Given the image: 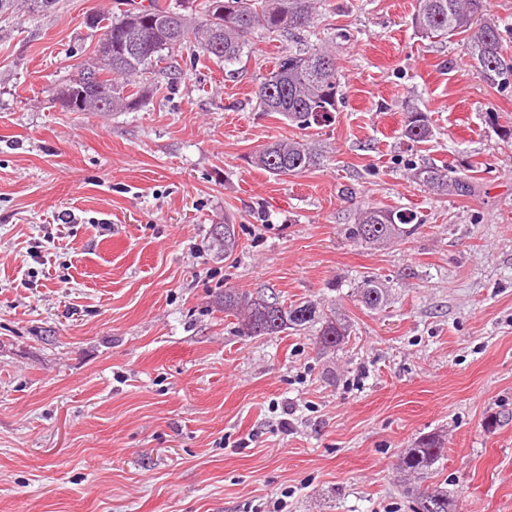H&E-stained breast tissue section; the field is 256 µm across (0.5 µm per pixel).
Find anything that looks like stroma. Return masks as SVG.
Masks as SVG:
<instances>
[{
	"instance_id": "1",
	"label": "stroma",
	"mask_w": 512,
	"mask_h": 512,
	"mask_svg": "<svg viewBox=\"0 0 512 512\" xmlns=\"http://www.w3.org/2000/svg\"><path fill=\"white\" fill-rule=\"evenodd\" d=\"M416 4L326 0V161L281 178L247 158L302 132L253 92L305 35L255 29L229 65L182 46L175 74L136 77L140 107L67 112L57 92L101 35L87 18L121 0L0 17V512H413L431 484L456 512H512V88L464 36L421 38ZM415 111L420 142L401 135ZM415 165L476 190L433 194ZM362 204L421 227L357 243ZM367 276L384 311L358 300ZM227 288L336 309L350 334L239 335ZM432 435L429 474L400 470ZM430 134L429 121L425 113L409 112L405 117L402 128L403 137L418 142L426 139Z\"/></svg>"
}]
</instances>
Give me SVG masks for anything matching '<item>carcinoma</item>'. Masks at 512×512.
Here are the masks:
<instances>
[{"label": "carcinoma", "instance_id": "obj_1", "mask_svg": "<svg viewBox=\"0 0 512 512\" xmlns=\"http://www.w3.org/2000/svg\"><path fill=\"white\" fill-rule=\"evenodd\" d=\"M321 0H202L200 17L192 22L186 15L156 2L143 9H126L103 23V38L112 40V53L101 50L102 65L88 67L101 77L102 95L81 92L75 80L71 112H111L135 109L141 105L144 90L130 89L135 77L168 59L176 46L198 45L204 55L224 63L238 59L256 28L269 32H301L314 27ZM412 26L425 38L465 35L474 67L484 80L500 88L512 86V60L505 56L503 32L489 13V0H417ZM338 66L336 56L326 47L303 52L285 50L274 68L254 91L259 103L268 99V111L282 116L302 131L331 120L337 112ZM430 134L427 116L409 112L402 128L403 137L418 142ZM255 167L275 177L297 176L321 166L324 155L307 138L275 140L251 156ZM415 178L437 195H468L471 186L461 177L448 176V167L425 166L416 169ZM419 225L404 212L380 207L362 209L357 223L348 229L349 238L367 245H381L415 234ZM359 300L371 311L386 306V290L373 277L362 281ZM224 312L238 319L243 336H273L287 330L302 331L319 326L316 344L320 349L335 347L347 336V326L331 309L325 311L308 301L286 304L275 296H251L233 288L219 297ZM443 455L438 439L419 440L401 459L400 467L422 474ZM416 512H454L448 491L436 486L417 490Z\"/></svg>", "mask_w": 512, "mask_h": 512}]
</instances>
